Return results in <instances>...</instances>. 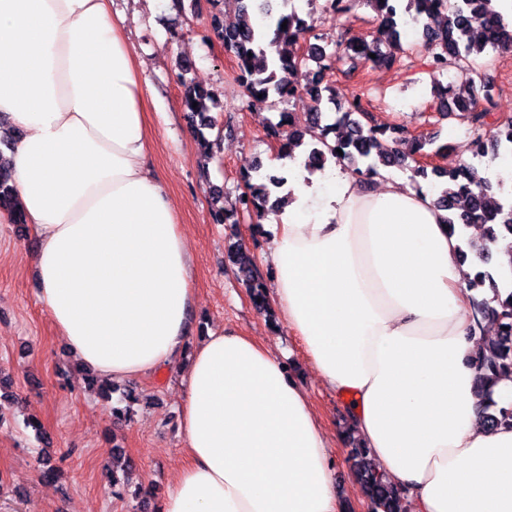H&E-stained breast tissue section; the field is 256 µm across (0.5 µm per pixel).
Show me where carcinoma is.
I'll return each mask as SVG.
<instances>
[{"label": "carcinoma", "instance_id": "obj_1", "mask_svg": "<svg viewBox=\"0 0 512 512\" xmlns=\"http://www.w3.org/2000/svg\"><path fill=\"white\" fill-rule=\"evenodd\" d=\"M491 0H330L336 13H348L363 4L375 13L379 26L371 41L338 43L329 50L310 41L313 31L297 9L294 0H236V22L227 26L224 17L212 15L211 27L223 42L224 52L235 62V81L243 89L247 106L265 103L269 99L295 97L296 90L284 92L286 80L278 72L291 73L306 80L307 94L312 101L311 112L303 124L293 125L279 119L269 125L267 135L279 141V153L294 158L296 148H304V166L322 170L329 162L351 168L364 178L378 173L380 168L401 167L412 178L437 179V207L448 212L446 223L458 232L461 245L459 257L466 261L473 256V273L466 278L467 288L475 291L489 286L493 297L471 296L470 318L473 329H483V323L493 321L497 333L479 342L471 358L480 396L478 421L485 427L512 426V406L499 408L490 398L491 390L500 381L512 379V283L502 279L501 268L512 269V245L500 243L512 238V196L494 201L488 196V186L473 178V162L493 163L504 154H512V119L494 122V133L486 136L488 110L480 107V94L487 84L480 80L455 88L447 85L436 93L439 109L467 115L474 128L473 139L480 153L470 157L455 169L428 167L418 162L430 141L425 138L408 140L401 127L380 126L355 99L341 101L335 86L325 82L326 73L342 65L351 75L362 60L380 65H392L396 57L382 51V42L401 44L409 23L421 31L420 42L433 69L444 72L451 66H467L474 71L482 67L480 60L487 51L512 53V17H505L490 7ZM376 58H371V55ZM178 80L184 87V111L201 118L196 127L197 141L204 157L211 158L213 141L206 131L215 128L207 113L216 104L212 90L188 78L191 65H179ZM11 138L0 136V209L11 210L15 223H23L8 174L4 172V149ZM244 191L238 197L239 209L258 218L273 210L283 198L270 201L273 193L286 183V177L271 178L263 164L253 173L242 177ZM484 223L481 239L465 236V229L475 221ZM230 260L243 276L254 305L271 314L266 302L264 285L254 274L253 255L239 245L230 252ZM137 400L132 386L123 388L119 405L112 414L124 417L130 403ZM348 462L355 480L361 484L374 512H405V490L392 484L378 472L369 457V449L358 442L350 448Z\"/></svg>", "mask_w": 512, "mask_h": 512}]
</instances>
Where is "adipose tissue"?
<instances>
[{
	"instance_id": "1",
	"label": "adipose tissue",
	"mask_w": 512,
	"mask_h": 512,
	"mask_svg": "<svg viewBox=\"0 0 512 512\" xmlns=\"http://www.w3.org/2000/svg\"><path fill=\"white\" fill-rule=\"evenodd\" d=\"M110 0H0V116L39 245L37 297L99 378L188 353L187 460L158 512H345L329 438L282 360L233 331L191 341V254L153 163L142 61ZM267 215L272 302L414 512H512V429L477 421L471 293L430 190L287 163Z\"/></svg>"
}]
</instances>
